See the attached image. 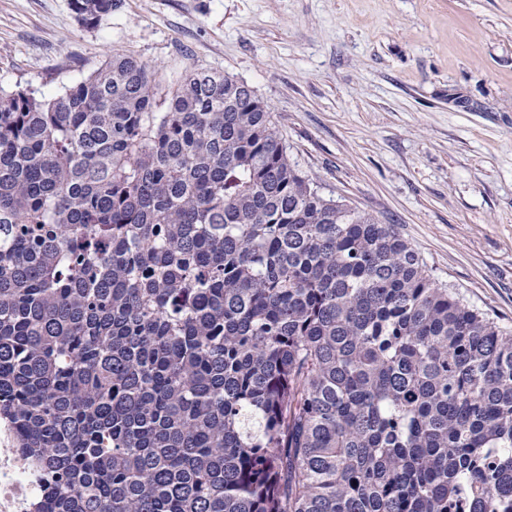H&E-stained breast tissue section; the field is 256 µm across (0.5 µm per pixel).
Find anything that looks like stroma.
<instances>
[{
    "label": "stroma",
    "instance_id": "35a3bbf8",
    "mask_svg": "<svg viewBox=\"0 0 512 512\" xmlns=\"http://www.w3.org/2000/svg\"><path fill=\"white\" fill-rule=\"evenodd\" d=\"M132 52L246 81L324 195L396 225L512 329V0H0V89L52 96ZM78 22L86 28H95L104 16L112 13L116 0H70Z\"/></svg>",
    "mask_w": 512,
    "mask_h": 512
}]
</instances>
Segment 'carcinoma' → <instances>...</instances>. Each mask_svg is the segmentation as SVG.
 <instances>
[{"label": "carcinoma", "mask_w": 512, "mask_h": 512, "mask_svg": "<svg viewBox=\"0 0 512 512\" xmlns=\"http://www.w3.org/2000/svg\"><path fill=\"white\" fill-rule=\"evenodd\" d=\"M0 423L46 512H512V330L243 80L114 54L0 90Z\"/></svg>", "instance_id": "cac0c4a2"}]
</instances>
